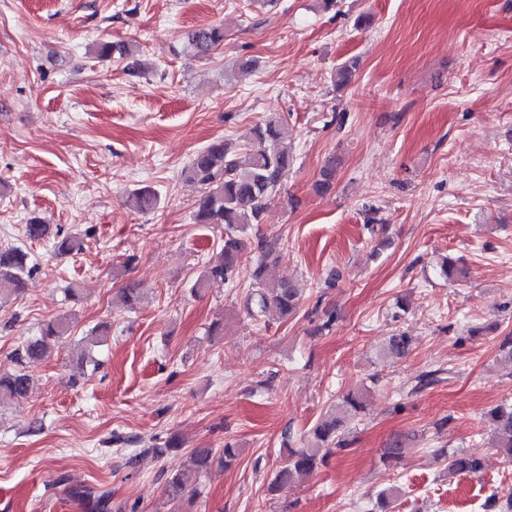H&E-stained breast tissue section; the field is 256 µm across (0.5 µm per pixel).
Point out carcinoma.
I'll return each instance as SVG.
<instances>
[{"mask_svg":"<svg viewBox=\"0 0 512 512\" xmlns=\"http://www.w3.org/2000/svg\"><path fill=\"white\" fill-rule=\"evenodd\" d=\"M224 44V27L209 24L188 34L187 47L195 56H205ZM292 129L287 119L271 117L252 129V137L246 145L233 148L223 139H218L198 151L184 169V179L199 187L195 201V218L199 224H210L224 229V245L207 261L201 276L192 290L200 293L213 280L234 283L239 277L242 253L245 249L243 235L254 224L262 223L264 213L288 177L293 165L292 149L288 140ZM336 175V160L323 167L316 190L321 194L330 192ZM137 209L148 211L157 203V194L151 189L134 193ZM25 234L31 240L50 237V226L41 219L32 217L25 225ZM54 248L60 255L74 254L82 250L81 241L74 236L55 234ZM257 260L250 278L252 292L249 300L255 309L249 310L258 318L268 309H275L281 316L293 315L299 309L302 289L288 279H269L268 265L279 259L276 247L259 238L256 242ZM35 265L30 254L19 246L0 248V296L18 294L30 277ZM68 331L60 319L43 324L39 335L26 340L15 352L20 368L13 373L0 375V399H22L30 389V377L24 366L42 360L49 349L56 345ZM414 338L400 333L388 338L382 349L386 358L400 359L413 348ZM360 393H349L342 402L327 410L316 421L310 431L311 442L304 448L292 449L278 467L271 489L293 484L312 475L325 462L333 449L345 446L342 432L346 420L363 409ZM493 426L494 441L504 459L512 463V402L502 403L488 411ZM241 449L232 442L224 448H194L188 453L190 469L199 474H208L213 467L230 468L239 457ZM448 475L476 474L482 470V459L474 452L456 453L446 457ZM168 494L180 500L188 493L187 482L182 475L167 478Z\"/></svg>","mask_w":512,"mask_h":512,"instance_id":"obj_1","label":"carcinoma"}]
</instances>
